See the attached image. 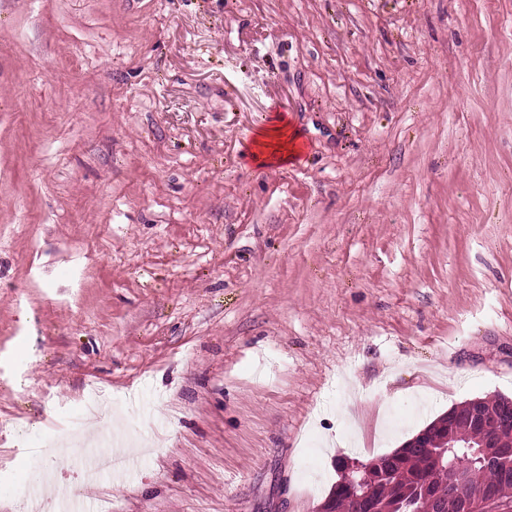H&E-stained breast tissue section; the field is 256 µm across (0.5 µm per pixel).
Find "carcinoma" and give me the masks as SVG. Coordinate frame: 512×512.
<instances>
[{
    "mask_svg": "<svg viewBox=\"0 0 512 512\" xmlns=\"http://www.w3.org/2000/svg\"><path fill=\"white\" fill-rule=\"evenodd\" d=\"M505 410L500 397L493 408H484V414L487 419L495 420ZM506 411L511 423L493 435L462 419L446 442L431 448L405 443L376 457L379 465L359 485L358 497L346 489L334 491L330 496L331 509L335 512H441L437 495L451 489L458 471L466 499L481 501L492 491L499 499L512 503V454L494 463L483 448L486 440L493 438L503 449L512 451V408Z\"/></svg>",
    "mask_w": 512,
    "mask_h": 512,
    "instance_id": "1",
    "label": "carcinoma"
}]
</instances>
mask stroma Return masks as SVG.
Here are the masks:
<instances>
[{"instance_id": "stroma-1", "label": "stroma", "mask_w": 512, "mask_h": 512, "mask_svg": "<svg viewBox=\"0 0 512 512\" xmlns=\"http://www.w3.org/2000/svg\"><path fill=\"white\" fill-rule=\"evenodd\" d=\"M496 395L512 0H0V512H314ZM297 137L288 129L285 117L254 135L251 160L261 168L288 165L300 154Z\"/></svg>"}]
</instances>
